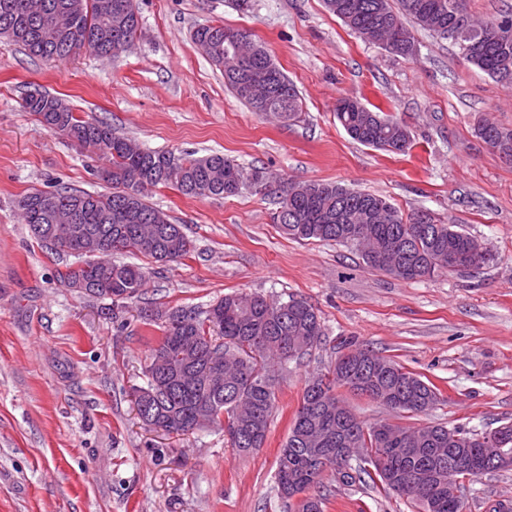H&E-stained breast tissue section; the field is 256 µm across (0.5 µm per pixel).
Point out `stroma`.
I'll return each instance as SVG.
<instances>
[{"mask_svg":"<svg viewBox=\"0 0 512 512\" xmlns=\"http://www.w3.org/2000/svg\"><path fill=\"white\" fill-rule=\"evenodd\" d=\"M135 44L102 59L80 53L48 64L0 42V512H284L276 458L314 375L355 339L434 384L440 402L419 415L365 398L347 402L367 424H443L485 431L512 420V162L474 132L486 118L512 128V90L422 30L402 58L347 30L322 0H138ZM224 25L263 43L296 85L302 118L251 111L192 39ZM39 89L108 122L140 145L174 154L220 153L267 172L273 184L335 182L426 210L462 226L494 259L481 269L400 280L356 251L297 242L277 228L272 197L193 198L171 186L150 203L192 242L147 272L145 300L204 307L230 292L294 296L319 312L320 343L280 375L267 440L238 455L211 427L187 436L146 428L131 402L144 360L162 336L141 303L113 312L75 293L55 255L23 224L18 200L35 190L108 192L101 162L41 126L22 107ZM393 113L412 146L389 153L353 142L338 99ZM144 300V301H145ZM324 512H419L414 503L327 470ZM466 512L512 508V469L463 478Z\"/></svg>","mask_w":512,"mask_h":512,"instance_id":"obj_1","label":"stroma"}]
</instances>
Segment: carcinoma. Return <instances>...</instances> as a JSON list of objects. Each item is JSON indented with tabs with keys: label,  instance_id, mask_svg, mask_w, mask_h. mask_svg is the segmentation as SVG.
<instances>
[{
	"label": "carcinoma",
	"instance_id": "cac0c4a2",
	"mask_svg": "<svg viewBox=\"0 0 512 512\" xmlns=\"http://www.w3.org/2000/svg\"><path fill=\"white\" fill-rule=\"evenodd\" d=\"M466 0H324L325 8L350 31L363 34L372 43H389L388 52L405 56V43L414 41L405 20L422 30L448 39V30L461 28L467 36L456 41L464 59L501 82L503 62L512 70V40L507 43L482 37V31L497 25L512 26V11L488 21H475L467 12ZM29 0H0V37L21 46L29 56L44 61H63L83 51L97 56L112 54V34L132 40L140 27L138 7L132 0H41L42 12L60 16L52 27L28 9ZM197 44L210 48L209 58L223 68L224 85L254 112L271 113L295 120L302 106L295 85L272 59L267 48L253 42L248 57L224 47V27L202 26L193 31ZM267 69L271 95L258 104L246 93L249 72ZM23 107L35 114L49 131L69 139L75 146L105 161L98 176L112 185L109 193L60 188L52 191L58 213H35L30 200L40 191L24 195L18 202L22 220L42 224L55 232V241L45 248L73 255L79 237L75 230L95 233L105 246L99 255H73L75 261L63 276L65 286L84 281V295L112 300V310L144 294V268L120 263L112 255L138 253L156 263L176 262L191 251V241L181 225L146 199V190L172 185L182 194L205 198L237 196L269 182L266 172L247 169L235 160L214 153L197 157L175 155L140 146L135 140L112 132L107 123L79 116L63 99L36 91L23 98ZM336 120L348 136L365 146L388 152L410 148V133L398 119L373 111L359 99L342 98L335 106ZM487 128L501 138V149L512 154V129L486 120L475 133L483 137ZM278 228L298 242L336 243L356 250L369 267L393 278L425 279L448 272V254H466L470 234L443 224L434 215L425 230L393 206L378 219L374 203L385 197L350 189L335 183L287 182L274 190ZM77 213L76 221L58 218ZM140 317L147 325L158 324L163 332L158 346L146 357L144 388L157 391L154 399L137 416L146 427L156 420L166 434L186 435L216 425L224 429L230 446L241 455L263 447L276 401L278 380L269 365L284 368L321 341L324 326L317 309L303 299H273L260 293H228L205 308L145 307ZM341 365H332L319 379L329 380V394L316 398L305 388L288 435L280 448L276 466L278 495L285 501L320 487L328 469L341 464L338 449L355 436L366 460L346 464V482L369 479L382 488L416 503L423 512H462L464 501L448 492V481L459 477L496 472L474 454V467L461 470L448 456V433L458 437L456 448L472 447L474 433L441 424L416 427L417 448L424 457L410 456L404 433L409 428L387 422L367 425L351 412L337 394L343 389L385 406L394 400L398 411L418 415L439 402L438 389L394 360L383 359L385 368L376 370L380 359L367 348H353ZM429 464L435 477L425 490L398 487L389 472Z\"/></svg>",
	"mask_w": 512,
	"mask_h": 512
}]
</instances>
